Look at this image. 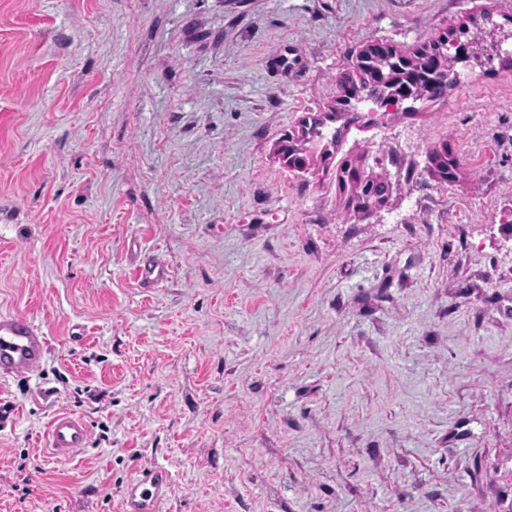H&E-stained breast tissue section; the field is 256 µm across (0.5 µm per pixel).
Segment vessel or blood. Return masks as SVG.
I'll use <instances>...</instances> for the list:
<instances>
[{"mask_svg": "<svg viewBox=\"0 0 512 512\" xmlns=\"http://www.w3.org/2000/svg\"><path fill=\"white\" fill-rule=\"evenodd\" d=\"M49 348L38 325L28 316L0 314V381L36 372ZM48 447L60 459L87 448L91 441L88 423L80 416L61 412L48 425ZM171 478L167 469L141 471L122 491V512H164Z\"/></svg>", "mask_w": 512, "mask_h": 512, "instance_id": "vessel-or-blood-1", "label": "vessel or blood"}]
</instances>
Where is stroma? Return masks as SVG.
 <instances>
[{
	"label": "stroma",
	"instance_id": "stroma-1",
	"mask_svg": "<svg viewBox=\"0 0 512 512\" xmlns=\"http://www.w3.org/2000/svg\"><path fill=\"white\" fill-rule=\"evenodd\" d=\"M485 14L512 28V0H0V313L49 340L0 387V512H121L157 466L168 512H512V67L468 47L444 98L280 154L363 50ZM352 158L389 183L366 214ZM341 175L339 177V188H344L347 184H349L351 188L352 201H357L358 208L361 210H369L371 207H375L376 205H380L382 198L388 193L389 185L384 179H375V185L373 188V192L364 197L362 190L359 188L357 181L359 178V173L353 167H349L348 165L343 169ZM356 194V195H355ZM47 437L51 454L60 459H68L89 446L91 431L82 417L61 412L51 418Z\"/></svg>",
	"mask_w": 512,
	"mask_h": 512
}]
</instances>
